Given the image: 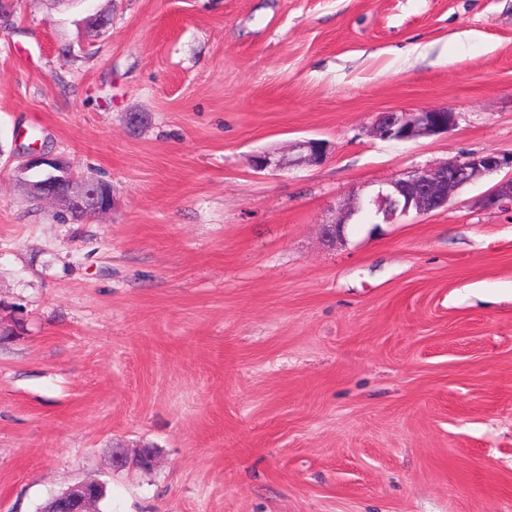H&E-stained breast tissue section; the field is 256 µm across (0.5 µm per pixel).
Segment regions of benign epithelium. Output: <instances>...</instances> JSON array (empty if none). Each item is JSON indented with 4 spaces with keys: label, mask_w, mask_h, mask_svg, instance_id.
I'll return each instance as SVG.
<instances>
[{
    "label": "benign epithelium",
    "mask_w": 512,
    "mask_h": 512,
    "mask_svg": "<svg viewBox=\"0 0 512 512\" xmlns=\"http://www.w3.org/2000/svg\"><path fill=\"white\" fill-rule=\"evenodd\" d=\"M457 115L446 107L418 111L382 112L372 126L373 136L384 141L407 142L448 132ZM298 164L317 165L326 156L324 143L318 139L300 140L295 145ZM17 165L18 182L36 203L60 208L70 218L81 212L105 214L112 210V185L76 175L63 160L46 152L36 142L21 148ZM256 168L281 169L282 160L270 152L254 156ZM505 167L512 168V155L494 152L472 153L431 168H417L404 173L366 198L353 197L343 204L334 220L324 230H336V239L344 238L345 225L355 216L368 217L374 224H394L414 212L429 214L448 206L451 196L463 186L491 175ZM484 209L512 210V176L495 184L480 200ZM95 491L83 483L75 484L57 496V512H90Z\"/></svg>",
    "instance_id": "obj_1"
}]
</instances>
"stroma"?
Segmentation results:
<instances>
[{"label":"stroma","mask_w":512,"mask_h":512,"mask_svg":"<svg viewBox=\"0 0 512 512\" xmlns=\"http://www.w3.org/2000/svg\"><path fill=\"white\" fill-rule=\"evenodd\" d=\"M101 11L107 28L83 20ZM446 107L383 141L379 113ZM39 139L111 184L61 222ZM323 140L318 166L253 167ZM512 154V0H13L0 29V512H512V212L321 225ZM156 450L152 471L111 452ZM456 119V112L446 107L382 112L377 116L371 133L384 141L407 142L447 133L455 126ZM19 153L17 180L34 202L57 205L71 219L81 212L99 215L112 210L111 184L76 175L37 141ZM504 167L512 170V154L487 152L408 171L387 182L372 196L344 201L334 220L325 223L324 232L336 229V240L341 241L345 225L353 224L356 215L369 217L372 224H393L410 212L429 214L447 207L451 196L463 186L494 175ZM94 497L95 491L84 483L75 484L57 496V512H89Z\"/></svg>","instance_id":"stroma-1"}]
</instances>
